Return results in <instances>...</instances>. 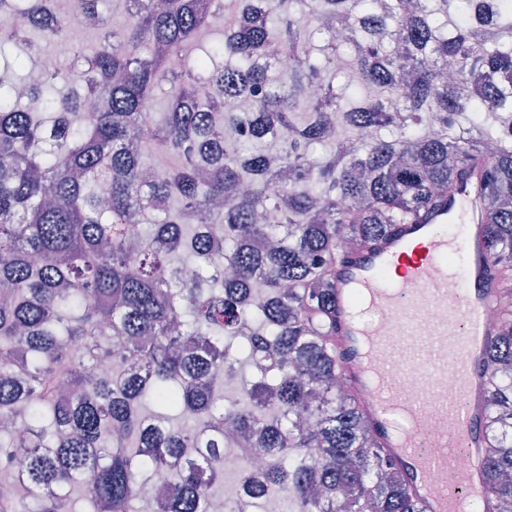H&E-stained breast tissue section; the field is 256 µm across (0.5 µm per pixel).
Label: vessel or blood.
<instances>
[{"mask_svg": "<svg viewBox=\"0 0 512 512\" xmlns=\"http://www.w3.org/2000/svg\"><path fill=\"white\" fill-rule=\"evenodd\" d=\"M482 175L473 169L417 221L337 259L333 276L340 373L421 512L486 498L487 312L502 293L483 236ZM411 375L423 378L421 395L406 394Z\"/></svg>", "mask_w": 512, "mask_h": 512, "instance_id": "1", "label": "vessel or blood"}]
</instances>
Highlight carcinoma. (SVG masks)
<instances>
[{
	"instance_id": "cac0c4a2",
	"label": "carcinoma",
	"mask_w": 512,
	"mask_h": 512,
	"mask_svg": "<svg viewBox=\"0 0 512 512\" xmlns=\"http://www.w3.org/2000/svg\"><path fill=\"white\" fill-rule=\"evenodd\" d=\"M296 1L126 0L111 30L102 0L71 15L0 0V48L22 50L0 60V512H75L77 488L88 512H214L229 421L283 512H420L338 372L332 278L480 165L487 247L512 286V8L457 0L449 27L430 0L300 15ZM216 14L233 22L193 53ZM87 19L97 43L70 61L81 92L55 67L17 95L42 54L31 33L52 44ZM346 52L368 92L349 110ZM233 99L253 109L225 111ZM151 149L177 164L146 177ZM186 253L191 276H168ZM488 360L486 494L512 512V302ZM168 474L180 493L144 501Z\"/></svg>"
}]
</instances>
